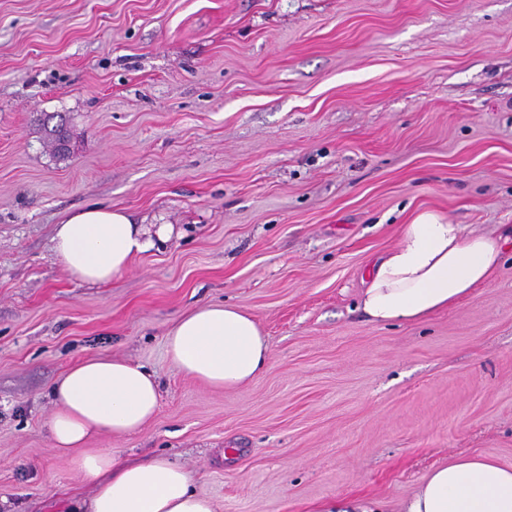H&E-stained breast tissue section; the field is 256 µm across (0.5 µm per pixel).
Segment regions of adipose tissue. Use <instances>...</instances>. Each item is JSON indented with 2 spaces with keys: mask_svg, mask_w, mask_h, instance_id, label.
<instances>
[{
  "mask_svg": "<svg viewBox=\"0 0 512 512\" xmlns=\"http://www.w3.org/2000/svg\"><path fill=\"white\" fill-rule=\"evenodd\" d=\"M166 227L148 234L123 211L92 204L70 213L54 230L53 253L82 282L103 285L131 259L153 248ZM505 238L475 234L416 213L398 242L375 262L359 296L376 324L419 323L469 298L486 284L503 258ZM171 363L215 388L234 390L256 379L269 346L256 321L240 308L209 303L179 317L165 337ZM56 406L48 423L55 448L76 449L71 466L92 479L88 512H215L194 491L182 466L154 459L128 464L111 451L80 453L90 437L140 431L160 407V386L142 366L96 358L68 368L50 391ZM404 512H512V465L484 455L458 458L432 469L404 505Z\"/></svg>",
  "mask_w": 512,
  "mask_h": 512,
  "instance_id": "obj_1",
  "label": "adipose tissue"
}]
</instances>
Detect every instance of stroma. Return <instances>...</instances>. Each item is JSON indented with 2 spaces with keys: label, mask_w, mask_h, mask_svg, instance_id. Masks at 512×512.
<instances>
[{
  "label": "stroma",
  "mask_w": 512,
  "mask_h": 512,
  "mask_svg": "<svg viewBox=\"0 0 512 512\" xmlns=\"http://www.w3.org/2000/svg\"><path fill=\"white\" fill-rule=\"evenodd\" d=\"M95 203L169 228L101 286L52 250ZM422 210L512 225V0H0V512L92 496L47 423L60 374L99 356L154 373L160 409L86 451L176 461L215 512H401L436 466L512 465V241L424 322L357 308ZM205 303L268 341L239 389L166 355Z\"/></svg>",
  "instance_id": "stroma-1"
}]
</instances>
